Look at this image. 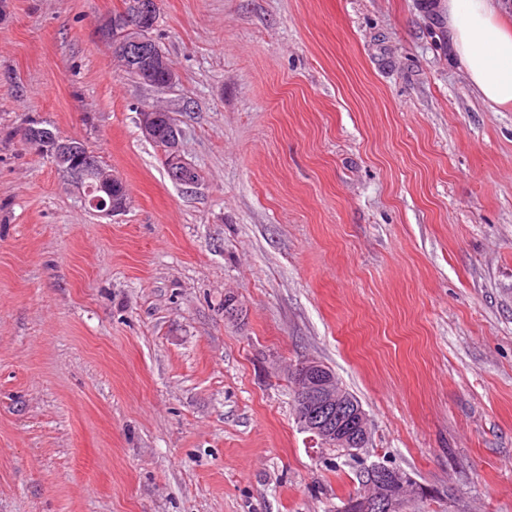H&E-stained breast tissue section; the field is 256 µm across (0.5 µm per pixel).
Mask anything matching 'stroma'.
I'll return each mask as SVG.
<instances>
[{
  "instance_id": "1",
  "label": "stroma",
  "mask_w": 512,
  "mask_h": 512,
  "mask_svg": "<svg viewBox=\"0 0 512 512\" xmlns=\"http://www.w3.org/2000/svg\"><path fill=\"white\" fill-rule=\"evenodd\" d=\"M434 2L159 0L160 90L95 32L121 0H7L0 512H340L375 462L427 512H512V108ZM157 103L194 185L139 130ZM33 120L129 209L90 212ZM311 360L371 419L357 460L296 419ZM26 136L29 142L37 147L40 153L50 157L56 167L62 171L70 172L72 165L80 160L77 150L69 141L61 140L55 135L49 133L37 134L31 131H26ZM31 144L29 145L33 147Z\"/></svg>"
}]
</instances>
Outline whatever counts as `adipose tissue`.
Segmentation results:
<instances>
[{"label":"adipose tissue","instance_id":"ef3b65f1","mask_svg":"<svg viewBox=\"0 0 512 512\" xmlns=\"http://www.w3.org/2000/svg\"><path fill=\"white\" fill-rule=\"evenodd\" d=\"M448 50L484 101L512 106V11L504 0H440Z\"/></svg>","mask_w":512,"mask_h":512}]
</instances>
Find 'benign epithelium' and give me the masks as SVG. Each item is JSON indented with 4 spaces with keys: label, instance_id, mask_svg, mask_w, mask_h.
Listing matches in <instances>:
<instances>
[{
    "label": "benign epithelium",
    "instance_id": "1",
    "mask_svg": "<svg viewBox=\"0 0 512 512\" xmlns=\"http://www.w3.org/2000/svg\"><path fill=\"white\" fill-rule=\"evenodd\" d=\"M158 0H136L132 9L123 15L126 19L127 38L121 43V55L128 68L147 77L155 71L165 74L166 85L178 82L176 73L167 58L155 51L151 31L155 27ZM142 135L149 141L158 137L154 110L139 112ZM29 142L38 151L52 159L57 168L71 171L80 160L70 142L53 134L26 132ZM183 131L176 123L170 124L168 141V167L180 182H189V166L181 153ZM88 205L104 216H115L126 211L129 195L118 198L96 195L88 199ZM298 401L297 419L301 428L310 434L316 444L324 447L336 443L361 450L366 447L371 434V420L360 403L354 400L340 385L336 374L317 361L300 364L294 373ZM411 477L381 463L367 466L363 490L347 503L348 512H404L411 500Z\"/></svg>",
    "mask_w": 512,
    "mask_h": 512
}]
</instances>
